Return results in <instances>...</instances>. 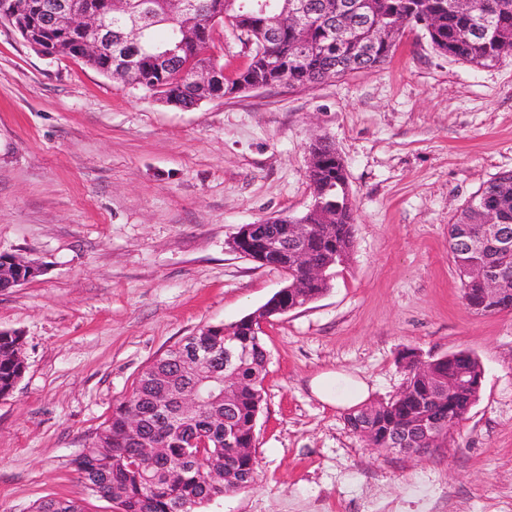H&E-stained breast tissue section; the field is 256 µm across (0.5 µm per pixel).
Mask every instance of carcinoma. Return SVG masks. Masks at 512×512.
<instances>
[{
	"label": "carcinoma",
	"instance_id": "obj_1",
	"mask_svg": "<svg viewBox=\"0 0 512 512\" xmlns=\"http://www.w3.org/2000/svg\"><path fill=\"white\" fill-rule=\"evenodd\" d=\"M112 24V54L106 53L85 64L105 75L123 64L133 65V81L145 94L165 103L175 101L185 107L214 97L236 93L239 84L263 87L282 83L290 87L339 78L365 68H378L393 54L396 43L389 41L375 49L373 57L357 58L356 46L338 45L336 28L345 16L343 0H305V20L294 27L288 24V0H270L269 10L280 17L278 41L267 47L255 33L256 45L250 62L234 78L217 86H201L193 79L196 67L213 65V40L199 35L207 29L212 16L220 24L236 31L228 18L239 14V5L228 0H195L191 15L181 19L180 27L195 35V40L178 53L170 68L158 72L151 58L157 48H167L174 39L175 24L169 22L168 0H89ZM366 10L386 20L409 18L440 53L480 68L493 67L512 58V0H478L475 16L460 12L455 0H363ZM145 11L147 22L138 44L127 40L130 16ZM426 24H421V21ZM307 35V51L295 55L299 34ZM57 53L80 60L82 38L65 32L50 31ZM316 161L308 177L313 197L325 208L306 217V232L301 241L314 261L326 270L313 279L302 272L298 293L313 301L331 288L336 267L346 264L354 246L356 206L350 194L345 164L336 149L324 140L310 145ZM494 212L497 223L512 230V171L504 172L484 184L467 202L461 214L470 224L482 220L484 212ZM455 229L448 228V248L462 283L463 299L475 312L493 315L504 312L484 304L481 285L465 274L481 266L492 255L475 252L454 241ZM233 345L244 351L238 363V389L232 405L224 407V326H207L187 337L196 346L214 351L211 363L201 369L179 364L180 349L173 345L143 369L134 381L131 393L112 410L109 420L96 432L84 451L74 459L88 495L115 504L119 512H196V509L224 493L254 482L256 456H238L233 448L255 447V426L261 410L262 382L269 363L263 335L255 332L253 321L244 317L231 325ZM450 365L437 363V374L426 378L407 371L401 397L372 403L375 415L369 419L357 407L345 415L348 428L371 448H438L448 438V423L477 401L471 391L448 397L441 407L435 394L448 378ZM26 370L23 339L17 332H0V397L10 395ZM206 380L201 387L204 402L190 416L182 417L176 405L157 410L162 392L175 393L194 379ZM138 417V429L129 427L131 416ZM432 421L428 432L416 430L420 420ZM235 447L224 443L225 437ZM204 442L197 452L205 454L209 468L201 472L196 461L186 455L187 438ZM164 449L160 456L144 453L143 443ZM31 512H84L81 501L45 498L33 504Z\"/></svg>",
	"mask_w": 512,
	"mask_h": 512
}]
</instances>
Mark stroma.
I'll list each match as a JSON object with an SVG mask.
<instances>
[{"instance_id":"1","label":"stroma","mask_w":512,"mask_h":512,"mask_svg":"<svg viewBox=\"0 0 512 512\" xmlns=\"http://www.w3.org/2000/svg\"><path fill=\"white\" fill-rule=\"evenodd\" d=\"M335 146L357 207L329 290L273 317L254 483L199 512H512V313L462 298L448 226L512 171V60L477 68L419 30L379 69L184 109L0 22V253L42 273L0 290L26 371L0 398V512L86 496L73 460L138 373L208 325L265 304L283 274L230 251L242 225L313 201L309 146ZM467 351L479 398L447 447H368L311 383L343 371L388 399L407 351Z\"/></svg>"}]
</instances>
